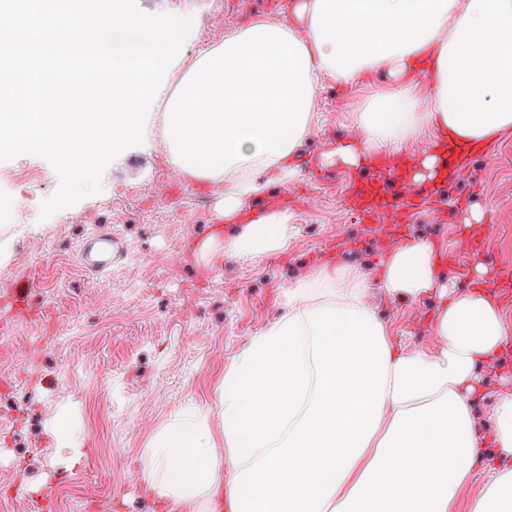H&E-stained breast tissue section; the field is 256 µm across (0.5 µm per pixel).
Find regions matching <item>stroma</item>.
<instances>
[{
    "instance_id": "35a3bbf8",
    "label": "stroma",
    "mask_w": 512,
    "mask_h": 512,
    "mask_svg": "<svg viewBox=\"0 0 512 512\" xmlns=\"http://www.w3.org/2000/svg\"><path fill=\"white\" fill-rule=\"evenodd\" d=\"M286 0H136L147 14L192 17L193 26L164 81L173 83L185 60L253 19L277 16ZM387 81L352 88L322 82L320 121L305 140L298 182L325 145L348 138L351 112ZM162 134L148 147L123 151L105 170L103 190L49 218L41 203L58 188L42 157L0 162V199L20 201L0 222V327L12 337L0 354V512H191L158 506L145 491V450L177 412H214L224 367L285 309L284 291L322 262H345L375 275L396 236L370 233L343 195L352 182L377 186L384 208L391 197L424 200L409 234L438 250L473 261L461 231L463 208L493 214L482 258L495 278L512 280V135L471 156L443 183H415L391 166L358 171L330 168L317 185V205L298 200L294 233L284 251L252 261L231 250L201 261L198 242L226 241L232 224L214 216L220 185L180 179ZM107 229L121 250L111 269L87 272L82 242ZM368 304L394 336L431 349L425 320L432 301L396 302L371 288ZM64 415L82 461L68 466L51 435Z\"/></svg>"
}]
</instances>
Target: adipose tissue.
Returning a JSON list of instances; mask_svg holds the SVG:
<instances>
[{
    "label": "adipose tissue",
    "mask_w": 512,
    "mask_h": 512,
    "mask_svg": "<svg viewBox=\"0 0 512 512\" xmlns=\"http://www.w3.org/2000/svg\"><path fill=\"white\" fill-rule=\"evenodd\" d=\"M391 83L354 113L359 138L320 153V166L362 167L420 130L481 150L512 133V0H289L197 54L168 92L163 132L189 178L225 184L218 219L262 198L268 172H299L318 120L321 80ZM287 213L262 211L227 246L254 259L287 248ZM433 243L409 239L368 279L318 268L286 293L287 311L224 368L217 424L172 417L147 449L145 489L161 505L206 512H512V393L477 423L480 369L512 348V316L478 285L439 278ZM433 300L439 348L403 345L367 303Z\"/></svg>",
    "instance_id": "1"
}]
</instances>
